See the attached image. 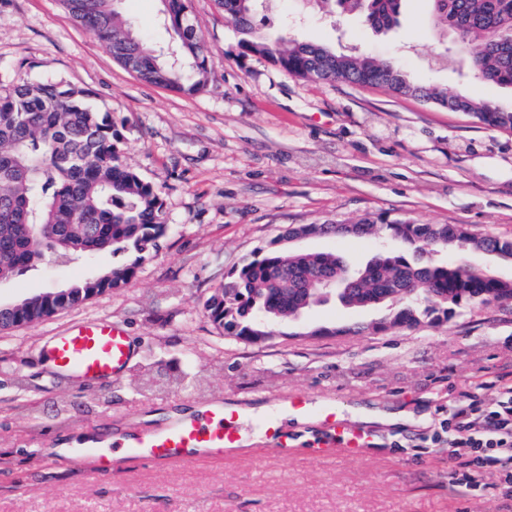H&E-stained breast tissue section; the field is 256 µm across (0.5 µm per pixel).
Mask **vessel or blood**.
Masks as SVG:
<instances>
[{"instance_id":"obj_1","label":"vessel or blood","mask_w":512,"mask_h":512,"mask_svg":"<svg viewBox=\"0 0 512 512\" xmlns=\"http://www.w3.org/2000/svg\"><path fill=\"white\" fill-rule=\"evenodd\" d=\"M42 354L59 372L81 381H96L120 374L129 364L132 343L126 328L106 320H78L49 336ZM317 420L320 440L309 453L326 458L337 449L350 452L368 447L372 439L361 426L343 416L335 405H315L304 393L286 396L264 419L246 425L240 410L209 404L204 415H190L155 429H135L112 448H87L93 473L112 477L132 458L167 466H187L204 458H221L244 447L248 432L263 434L270 450L287 455L291 446L288 431L280 420L283 412Z\"/></svg>"}]
</instances>
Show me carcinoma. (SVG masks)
Returning a JSON list of instances; mask_svg holds the SVG:
<instances>
[{"instance_id": "cac0c4a2", "label": "carcinoma", "mask_w": 512, "mask_h": 512, "mask_svg": "<svg viewBox=\"0 0 512 512\" xmlns=\"http://www.w3.org/2000/svg\"><path fill=\"white\" fill-rule=\"evenodd\" d=\"M240 27L242 57H266L289 74L313 81H345L382 87L395 94L464 112L485 126L512 133V107L476 101L464 94L418 84L396 58L338 53L308 41L288 44L252 23L256 0H215ZM340 14H360L364 22L387 30L398 23L402 0H313ZM433 23L453 36L452 50L474 78L512 88V0H428ZM70 16L86 27L126 69L144 81L186 94L208 85L207 46L190 18L189 0H162V21L177 36L168 52L142 40L135 23L114 0H62ZM89 93L64 81L20 79L0 84V280L36 269L56 253L67 261H86L110 252L132 253L98 276L69 286L68 306L92 293L125 287L139 262L157 251L166 235L162 202L155 187L126 165L121 137L88 102ZM338 235L383 231L408 242L411 252L379 251L361 268L350 269L334 253H300L271 248L235 269L206 304L224 335L255 343L276 325L298 320L320 303L319 284L344 277L342 306L363 309L394 305L389 328L412 329L423 320L446 322L455 309L512 302V281L485 274L463 258L482 251L512 258V239L478 236L462 226L412 224L403 220L336 225ZM455 255L435 261L417 253ZM0 314V331L35 325L51 316L38 296ZM268 320L261 322V315Z\"/></svg>"}]
</instances>
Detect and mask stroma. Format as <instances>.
Here are the masks:
<instances>
[{"label": "stroma", "instance_id": "1", "mask_svg": "<svg viewBox=\"0 0 512 512\" xmlns=\"http://www.w3.org/2000/svg\"><path fill=\"white\" fill-rule=\"evenodd\" d=\"M120 7L149 44L171 45L161 0ZM190 10L208 46V86L198 95L125 69L61 0H0V80L63 79L88 90L120 133L124 162L157 188L168 227L126 287L0 332V512H512L494 473L482 475L479 491L453 486L445 439L454 408L490 403L487 382L512 376V306L462 307L448 322L414 329L305 335L308 323H383L390 313L330 303L260 344L225 337L205 311L261 249L333 250L352 267L382 246L408 249L387 236L285 242L292 227L382 216L512 237V133L382 88L301 79L239 57V30L214 0H191ZM255 23L287 40L395 57L417 83L512 106V90L469 79L464 63L449 60L426 0H403L388 31L306 13L300 0H265ZM112 262L106 254L43 264L0 282V302L69 286ZM78 319L121 323L136 343V358L111 381L79 382L42 359L43 341ZM187 350L189 390L167 366ZM290 392L343 410L419 409L430 422L376 430L356 459L259 452L190 466L130 463L109 480L95 478L77 451L61 450L80 433L159 423L176 407L269 406Z\"/></svg>", "mask_w": 512, "mask_h": 512}]
</instances>
